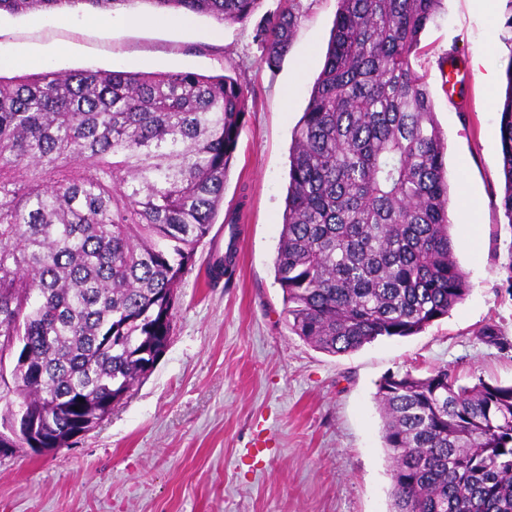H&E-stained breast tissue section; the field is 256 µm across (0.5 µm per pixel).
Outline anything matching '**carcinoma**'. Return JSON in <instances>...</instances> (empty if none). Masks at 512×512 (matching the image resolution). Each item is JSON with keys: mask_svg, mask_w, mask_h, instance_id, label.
<instances>
[{"mask_svg": "<svg viewBox=\"0 0 512 512\" xmlns=\"http://www.w3.org/2000/svg\"><path fill=\"white\" fill-rule=\"evenodd\" d=\"M138 2L245 23L262 0H0V14ZM290 150L274 261L288 329L328 354L415 335L468 292L446 145L413 66L441 0H338ZM289 7L256 27L272 68ZM500 109L512 225V56ZM240 77L192 71L0 75V448L96 428L164 354L185 270L209 236L246 112ZM233 249L209 267L231 279ZM376 400L391 512H512V385L446 368L387 376Z\"/></svg>", "mask_w": 512, "mask_h": 512, "instance_id": "1", "label": "carcinoma"}]
</instances>
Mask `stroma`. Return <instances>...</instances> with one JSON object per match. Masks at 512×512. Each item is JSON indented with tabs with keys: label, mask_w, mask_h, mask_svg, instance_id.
Returning a JSON list of instances; mask_svg holds the SVG:
<instances>
[{
	"label": "stroma",
	"mask_w": 512,
	"mask_h": 512,
	"mask_svg": "<svg viewBox=\"0 0 512 512\" xmlns=\"http://www.w3.org/2000/svg\"><path fill=\"white\" fill-rule=\"evenodd\" d=\"M292 2L299 32L268 67L253 31ZM337 10L338 0H263L246 24L201 16L187 28L145 23L152 9L142 0L105 14L0 15V55L36 53L26 74L233 72L249 90L224 185L225 206L247 198L232 280L207 278L224 254L217 223L183 276L171 342L153 371L71 447L0 455V512H390L392 462L375 401L383 378L445 367L463 385L512 384V222L500 205L498 112L512 56L507 0L488 12L477 0H442L415 62L447 145L448 220L468 295L418 334L345 354L317 350L286 325L274 260L289 151ZM451 51L467 72L463 94L452 96L438 68Z\"/></svg>",
	"instance_id": "1"
}]
</instances>
